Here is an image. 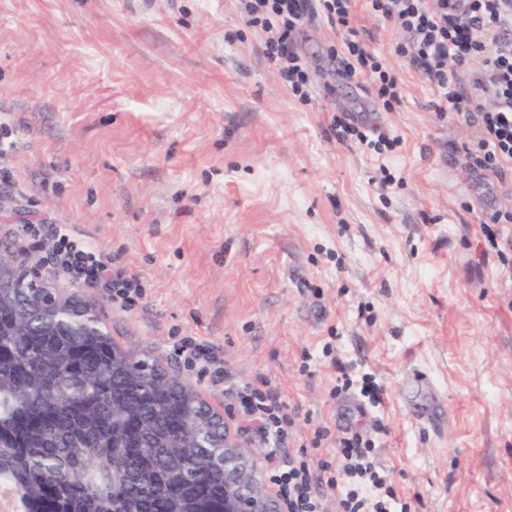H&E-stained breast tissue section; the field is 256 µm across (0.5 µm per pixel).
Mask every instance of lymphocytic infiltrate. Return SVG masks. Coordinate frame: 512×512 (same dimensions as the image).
Returning a JSON list of instances; mask_svg holds the SVG:
<instances>
[{"label": "lymphocytic infiltrate", "mask_w": 512, "mask_h": 512, "mask_svg": "<svg viewBox=\"0 0 512 512\" xmlns=\"http://www.w3.org/2000/svg\"><path fill=\"white\" fill-rule=\"evenodd\" d=\"M368 10L397 22L410 37L400 53L440 90L436 111L455 114L475 129L467 155L471 167L503 175L512 169V0H366ZM244 24L268 32L265 54L293 93H305L306 64L292 37L306 18L310 0H242ZM340 37V71L350 80L369 79L384 106L400 103L396 74L371 52L352 24V0H319ZM51 261L68 279L134 303L140 286L112 263L58 234ZM240 403L247 421L282 439L292 420L286 405L269 390L244 388ZM271 484L284 512H396L392 473L370 434L351 429L319 466L301 457L265 452Z\"/></svg>", "instance_id": "1"}]
</instances>
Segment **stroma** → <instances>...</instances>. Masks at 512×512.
<instances>
[{
  "instance_id": "1",
  "label": "stroma",
  "mask_w": 512,
  "mask_h": 512,
  "mask_svg": "<svg viewBox=\"0 0 512 512\" xmlns=\"http://www.w3.org/2000/svg\"><path fill=\"white\" fill-rule=\"evenodd\" d=\"M353 13L401 80L394 109L341 77L318 14L294 36L302 99L239 0H0V124L15 141L0 257L88 301L253 457L269 442L228 385L264 378L297 432L374 433L410 512H512V249L482 232L512 209V173L468 168L473 130L435 110L437 88L396 52L408 35L364 0ZM343 112L397 146L339 141ZM59 229L111 254L141 298L122 307L46 270ZM182 336L220 370L188 369ZM344 372L383 385L384 405L344 408ZM435 400L444 420L407 410Z\"/></svg>"
}]
</instances>
